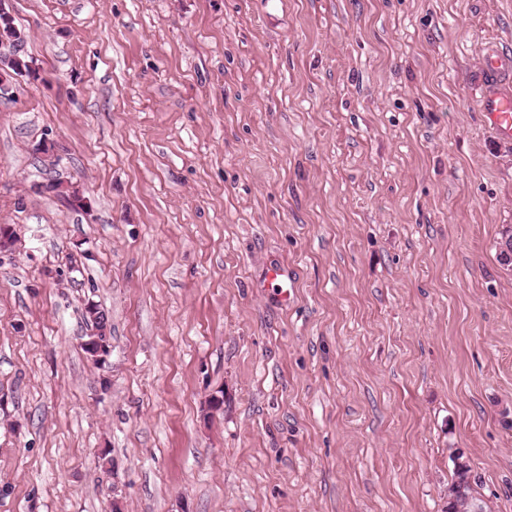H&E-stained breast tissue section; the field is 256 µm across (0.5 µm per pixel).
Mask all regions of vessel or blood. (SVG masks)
Segmentation results:
<instances>
[{"label": "vessel or blood", "mask_w": 512, "mask_h": 512, "mask_svg": "<svg viewBox=\"0 0 512 512\" xmlns=\"http://www.w3.org/2000/svg\"><path fill=\"white\" fill-rule=\"evenodd\" d=\"M512 73V61L490 54L485 58V91L480 110L489 128L503 139H512V88H504L502 79Z\"/></svg>", "instance_id": "b4317fda"}]
</instances>
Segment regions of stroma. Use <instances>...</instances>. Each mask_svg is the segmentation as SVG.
<instances>
[{
	"label": "stroma",
	"instance_id": "stroma-1",
	"mask_svg": "<svg viewBox=\"0 0 512 512\" xmlns=\"http://www.w3.org/2000/svg\"><path fill=\"white\" fill-rule=\"evenodd\" d=\"M5 2L0 512H512V0ZM13 26L7 28L5 24L0 27V40L1 42L6 39L11 41L13 38H19L21 31L15 26L14 20L12 18ZM0 55L1 61H5L6 64H11V66L15 69L16 73L7 69L6 65L1 63L0 68V89L2 88L4 91L9 90V84L12 79H15L19 74L25 73L24 62L21 56V46L16 43H10L7 41H3L0 46ZM16 74V75H15ZM512 72L511 62L499 55L485 57V91L480 100V110L489 128L503 139H512V87L503 88L502 78ZM459 484L463 487V491L465 495L470 496L469 499V508L471 512H483V511H474L477 508L482 509V501L475 495V488L474 485H476V478L472 475L471 468L465 464V467L461 469H458L456 466V469L454 470L453 477L451 479V484L448 487V489H451L452 487H455Z\"/></svg>",
	"mask_w": 512,
	"mask_h": 512
}]
</instances>
